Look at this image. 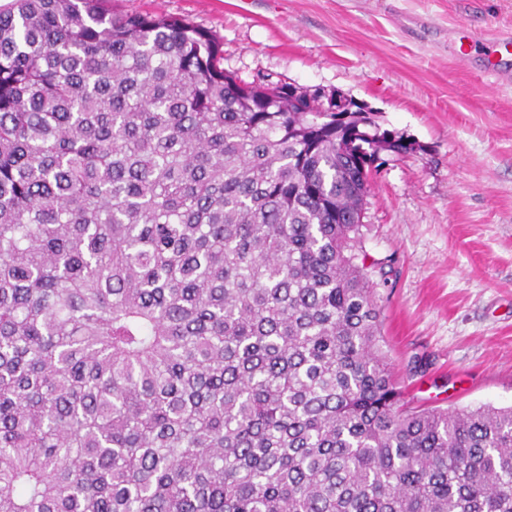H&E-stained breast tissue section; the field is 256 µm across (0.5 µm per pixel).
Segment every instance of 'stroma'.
Returning <instances> with one entry per match:
<instances>
[{
    "mask_svg": "<svg viewBox=\"0 0 512 512\" xmlns=\"http://www.w3.org/2000/svg\"><path fill=\"white\" fill-rule=\"evenodd\" d=\"M184 19L250 83L342 91L418 148L373 175L362 246L411 406L512 405V83L460 62L512 0H111Z\"/></svg>",
    "mask_w": 512,
    "mask_h": 512,
    "instance_id": "stroma-1",
    "label": "stroma"
}]
</instances>
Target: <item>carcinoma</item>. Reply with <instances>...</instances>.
<instances>
[{
    "mask_svg": "<svg viewBox=\"0 0 512 512\" xmlns=\"http://www.w3.org/2000/svg\"><path fill=\"white\" fill-rule=\"evenodd\" d=\"M102 2L0 11V512H512V407L380 347L391 131Z\"/></svg>",
    "mask_w": 512,
    "mask_h": 512,
    "instance_id": "1",
    "label": "carcinoma"
}]
</instances>
